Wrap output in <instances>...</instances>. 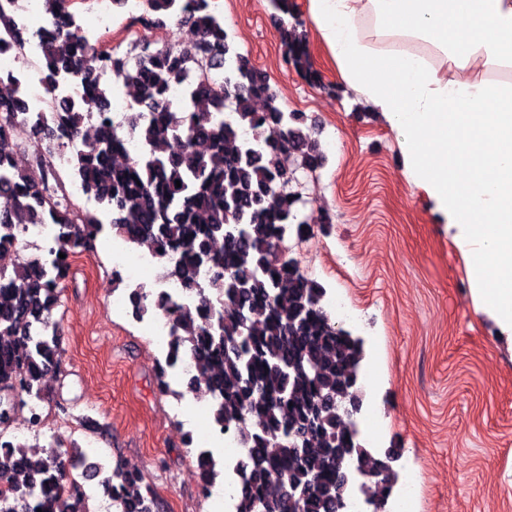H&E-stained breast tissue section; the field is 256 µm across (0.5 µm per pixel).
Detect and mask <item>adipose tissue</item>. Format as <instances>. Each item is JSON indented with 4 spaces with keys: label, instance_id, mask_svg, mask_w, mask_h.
I'll return each mask as SVG.
<instances>
[{
    "label": "adipose tissue",
    "instance_id": "obj_1",
    "mask_svg": "<svg viewBox=\"0 0 512 512\" xmlns=\"http://www.w3.org/2000/svg\"><path fill=\"white\" fill-rule=\"evenodd\" d=\"M342 78L402 134L409 181L481 245L476 295L512 331V0H310Z\"/></svg>",
    "mask_w": 512,
    "mask_h": 512
}]
</instances>
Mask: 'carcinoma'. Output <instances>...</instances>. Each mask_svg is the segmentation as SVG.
Here are the masks:
<instances>
[{"instance_id": "1", "label": "carcinoma", "mask_w": 512, "mask_h": 512, "mask_svg": "<svg viewBox=\"0 0 512 512\" xmlns=\"http://www.w3.org/2000/svg\"><path fill=\"white\" fill-rule=\"evenodd\" d=\"M72 2L44 0L52 20L37 31L44 45L40 67L49 90L79 82L87 95L69 101L51 124L41 111L27 110L20 93H0V123L22 122L42 145L25 168L0 158V194L12 197L11 208L0 212V250L13 245L24 224L55 225L54 258L40 254L0 268V435L18 403L42 399L46 378L60 373L63 350L53 311L61 285L72 257L93 250L108 226L129 243L151 248L165 264L164 278L197 298L198 308L191 309L126 286L138 319L155 313L172 320L156 375L159 392H170L167 376L177 360L190 359L187 389L208 397L215 423L241 434L247 453L233 468L239 512H344L350 463L370 481L366 490L377 510L387 512L398 481L394 452L373 454L344 415L351 404L362 406L363 343L325 310L326 289L279 252L290 230L301 236L308 225L299 218L296 194L281 188L288 176L283 156L297 153L312 167L325 161L318 142L303 133L304 113L285 111L266 77L235 50L215 0H142L141 26L176 18L195 28L197 38L189 50L140 40L135 68L117 49L91 43ZM271 5L283 14L286 63L319 80L290 0ZM90 55L101 73L137 93L123 125L145 151L119 166L115 156L123 141L109 115L112 86L86 69ZM187 56L224 75L219 89L205 82L187 87L188 123L167 97L172 86L188 81ZM226 102L231 114L219 121L215 109ZM94 122L91 143L58 171L54 158L63 139L80 137ZM67 181L80 183L99 210H74L66 201ZM206 267L216 273L203 280L199 271ZM84 459L79 447L62 460L37 444L6 439L0 442V480L26 476L23 512H89L83 484L63 481L66 467ZM196 464L203 484L213 485L219 477L214 456L201 450ZM95 470L112 474L115 512H161L142 472L119 462ZM301 488L307 492L288 494Z\"/></svg>"}]
</instances>
